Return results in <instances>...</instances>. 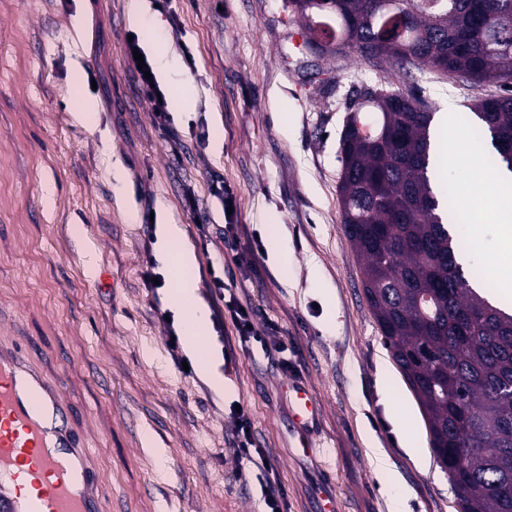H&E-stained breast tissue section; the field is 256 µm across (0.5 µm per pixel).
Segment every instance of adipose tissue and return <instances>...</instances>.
Listing matches in <instances>:
<instances>
[{
  "mask_svg": "<svg viewBox=\"0 0 512 512\" xmlns=\"http://www.w3.org/2000/svg\"><path fill=\"white\" fill-rule=\"evenodd\" d=\"M160 238L163 260L173 283L170 299L183 317L185 348L193 357L199 374L215 389H223L224 380L215 369L214 357L206 341L209 313L197 294L194 255L183 243L180 225H162Z\"/></svg>",
  "mask_w": 512,
  "mask_h": 512,
  "instance_id": "1",
  "label": "adipose tissue"
}]
</instances>
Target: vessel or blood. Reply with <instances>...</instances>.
Segmentation results:
<instances>
[{
    "instance_id": "obj_1",
    "label": "vessel or blood",
    "mask_w": 512,
    "mask_h": 512,
    "mask_svg": "<svg viewBox=\"0 0 512 512\" xmlns=\"http://www.w3.org/2000/svg\"><path fill=\"white\" fill-rule=\"evenodd\" d=\"M297 419L316 407L290 384ZM60 382L28 362L26 347H0V512H110L111 501L86 461L82 436L66 420Z\"/></svg>"
}]
</instances>
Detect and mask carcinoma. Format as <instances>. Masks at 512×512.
Returning a JSON list of instances; mask_svg holds the SVG:
<instances>
[{
  "mask_svg": "<svg viewBox=\"0 0 512 512\" xmlns=\"http://www.w3.org/2000/svg\"><path fill=\"white\" fill-rule=\"evenodd\" d=\"M308 43L357 37L361 57L425 66L511 92L478 99L476 144L512 172V0H289ZM336 18V30L322 15ZM432 113L382 92L349 113L340 139L344 231L392 358L419 402L459 512H512V314L489 299L452 195L429 176Z\"/></svg>",
  "mask_w": 512,
  "mask_h": 512,
  "instance_id": "cac0c4a2",
  "label": "carcinoma"
}]
</instances>
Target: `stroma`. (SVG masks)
Wrapping results in <instances>:
<instances>
[{
    "instance_id": "stroma-1",
    "label": "stroma",
    "mask_w": 512,
    "mask_h": 512,
    "mask_svg": "<svg viewBox=\"0 0 512 512\" xmlns=\"http://www.w3.org/2000/svg\"><path fill=\"white\" fill-rule=\"evenodd\" d=\"M127 2L0 0V345L27 341L30 365L61 380L112 512H265L259 471L233 443L234 403L248 409L255 446L279 473L286 512L329 502L335 512H389L399 495L406 512H458L436 457L419 466L390 419V408L417 400L344 232L339 143L357 89L413 95L438 114L466 111L500 87L354 53L311 54L288 0H174L163 13L143 0V26ZM148 25L175 60L161 89L190 98L168 130L126 54L132 35L151 53ZM80 96L96 107L94 125L73 119ZM116 161L126 173L120 192ZM215 173L236 192L244 267L233 286L278 321L286 354L242 348L232 324L216 320L224 302L207 268L228 253L224 206L209 190ZM148 211L155 224L180 225L195 255L228 393L170 356L160 313L172 284L154 290L144 280L147 269L167 271ZM270 223L285 258L270 253ZM295 380L320 407L303 428L292 419ZM305 438L316 454L301 452ZM375 448L389 472L374 467Z\"/></svg>"
}]
</instances>
